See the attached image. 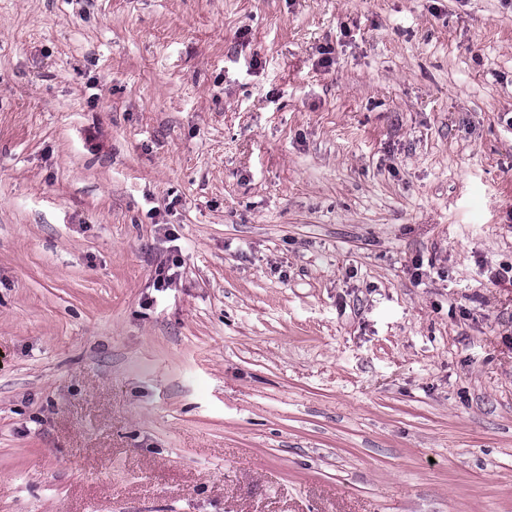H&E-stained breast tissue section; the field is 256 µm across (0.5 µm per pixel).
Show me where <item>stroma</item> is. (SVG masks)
I'll list each match as a JSON object with an SVG mask.
<instances>
[{"label":"stroma","instance_id":"35a3bbf8","mask_svg":"<svg viewBox=\"0 0 512 512\" xmlns=\"http://www.w3.org/2000/svg\"><path fill=\"white\" fill-rule=\"evenodd\" d=\"M510 266L512 0H0V512H512Z\"/></svg>","mask_w":512,"mask_h":512}]
</instances>
